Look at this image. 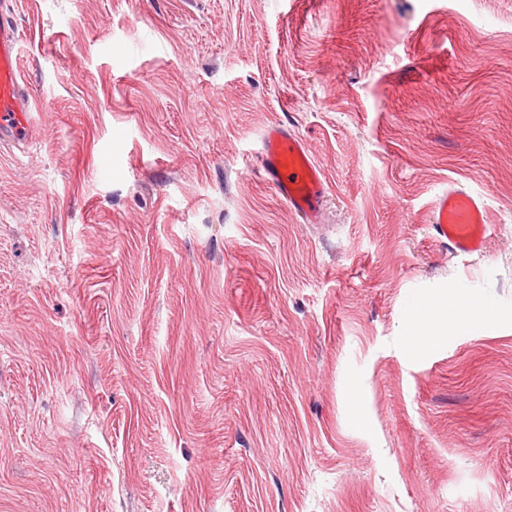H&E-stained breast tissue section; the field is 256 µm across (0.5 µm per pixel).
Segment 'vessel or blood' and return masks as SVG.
Listing matches in <instances>:
<instances>
[{
    "label": "vessel or blood",
    "mask_w": 512,
    "mask_h": 512,
    "mask_svg": "<svg viewBox=\"0 0 512 512\" xmlns=\"http://www.w3.org/2000/svg\"><path fill=\"white\" fill-rule=\"evenodd\" d=\"M33 120V101L19 64V44L14 22L0 11V141L25 143ZM262 139V173L303 223L322 221V203L328 181L314 161L309 146L280 122L265 126ZM435 235L455 252H481L487 233V207L470 187L449 182L435 198L430 212Z\"/></svg>",
    "instance_id": "obj_1"
}]
</instances>
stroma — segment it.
Instances as JSON below:
<instances>
[{
	"instance_id": "stroma-1",
	"label": "stroma",
	"mask_w": 512,
	"mask_h": 512,
	"mask_svg": "<svg viewBox=\"0 0 512 512\" xmlns=\"http://www.w3.org/2000/svg\"><path fill=\"white\" fill-rule=\"evenodd\" d=\"M0 512H512V0H17ZM279 121L330 190L265 182ZM483 252L434 237L449 182ZM497 310L409 336L449 290ZM261 139L265 179L304 224H320L328 181L309 146L277 121L265 126ZM487 207L483 197L470 187L449 182L433 202L430 224L435 235L448 241L455 252H481L487 233Z\"/></svg>"
}]
</instances>
